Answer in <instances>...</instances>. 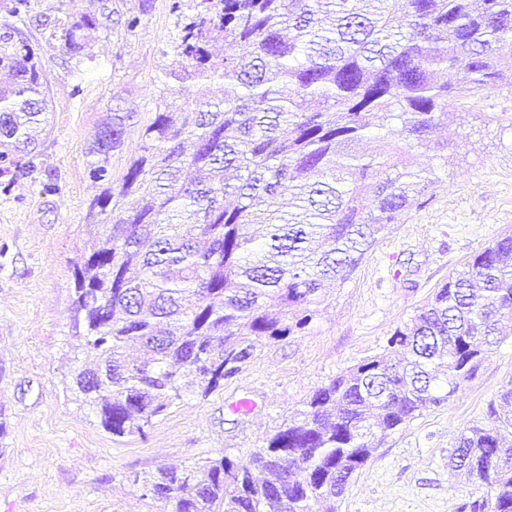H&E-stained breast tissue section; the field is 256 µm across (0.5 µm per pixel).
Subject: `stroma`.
<instances>
[{
	"mask_svg": "<svg viewBox=\"0 0 512 512\" xmlns=\"http://www.w3.org/2000/svg\"><path fill=\"white\" fill-rule=\"evenodd\" d=\"M172 4L30 0L19 17L0 9V23L20 30L46 70L49 111L36 155L39 174L58 186L47 195L39 179L24 178L0 191V512H171L143 497L134 474L246 459L315 390L382 355L476 249L512 230V91L494 90L438 129L443 151L416 159L436 170L428 203L405 211L304 329L263 346L209 396L186 395L144 435L112 436L70 388L89 360L73 337L74 264L102 232L89 217L101 188L88 176V149L107 118L123 115L124 142L109 158L121 180L156 112L169 103L193 111L167 77L179 32ZM90 11L97 21L71 55L62 28ZM132 15L140 24L131 31ZM510 384L512 331L447 403L379 446L338 512H457L484 495L480 483L451 473L448 457L468 427L496 426L489 408ZM242 399L250 412L234 411Z\"/></svg>",
	"mask_w": 512,
	"mask_h": 512,
	"instance_id": "stroma-1",
	"label": "stroma"
}]
</instances>
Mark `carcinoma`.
I'll return each instance as SVG.
<instances>
[{
    "mask_svg": "<svg viewBox=\"0 0 512 512\" xmlns=\"http://www.w3.org/2000/svg\"><path fill=\"white\" fill-rule=\"evenodd\" d=\"M185 16L167 73L196 112L165 106L112 184L124 116L98 132L91 210L106 225L75 267V339L96 353L73 389L116 437L145 429L187 394L206 397L317 313L326 280L345 281L421 205L440 151L434 131L471 101L512 88V0H175ZM89 12L65 29L71 52ZM0 39V177L37 170L33 128L46 77L33 48ZM222 40L230 52L214 59ZM459 74L456 86L439 79ZM224 81V99L203 85ZM401 122L404 145L364 157L358 143ZM293 210L281 209L283 191ZM512 321V232L476 250L397 330L391 351L318 388L248 460L160 467L133 483L173 512H337L382 442L471 379ZM140 345L148 357L131 361ZM451 464L487 488L459 512H512V440L467 428Z\"/></svg>",
    "mask_w": 512,
    "mask_h": 512,
    "instance_id": "cac0c4a2",
    "label": "carcinoma"
}]
</instances>
